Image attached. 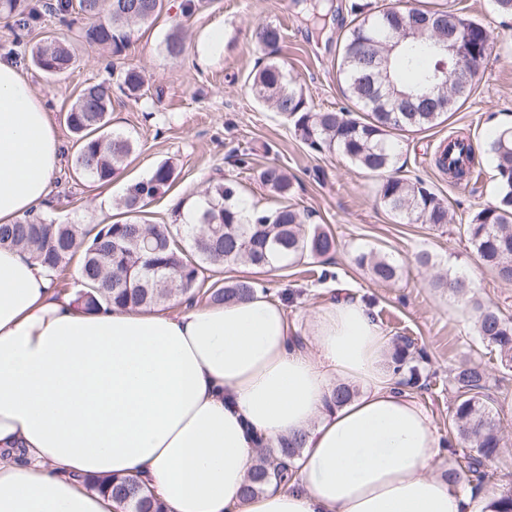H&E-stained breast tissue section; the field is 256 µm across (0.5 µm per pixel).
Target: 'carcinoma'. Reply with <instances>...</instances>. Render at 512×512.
Segmentation results:
<instances>
[{
  "instance_id": "carcinoma-1",
  "label": "carcinoma",
  "mask_w": 512,
  "mask_h": 512,
  "mask_svg": "<svg viewBox=\"0 0 512 512\" xmlns=\"http://www.w3.org/2000/svg\"><path fill=\"white\" fill-rule=\"evenodd\" d=\"M164 0H56L49 12L66 15L74 11L93 20L84 31L90 45L107 48L119 56L135 25L152 24L162 13ZM16 18L18 27L28 28L39 15L28 9L27 0H0V14ZM353 25L345 34L337 58V73L346 98L358 109L317 111L302 86L286 76L277 55L283 43L282 30L261 24L255 31L257 43L267 51L268 61L250 76V90L292 125L294 134L315 152L339 153L358 167L381 176L377 194L394 214L410 223H448V205L420 180L392 176L397 144L394 130L431 128L448 119L473 92L475 81L450 82L443 68H452L454 51L448 44V21H453L462 43L465 63L478 70L488 56L487 30L455 9L401 8L392 3L351 4ZM71 50L56 40L32 47L31 62L49 77L70 70ZM119 86L130 98L146 94L141 72L128 67L119 73ZM411 98L409 112L394 111L393 92ZM433 100L446 108L434 110ZM112 89L109 83L88 84L65 114V123L75 136L72 165L77 174L94 182H109L136 148L131 136L110 130ZM497 171V196L493 203L475 212L464 234L472 249L498 278L512 282V129L501 130L489 143ZM475 153L471 142L455 139L437 158V165L461 183L471 178ZM177 177L173 163L165 161L151 176L131 184L122 199L129 213L141 211ZM259 179L284 199L275 208L255 209L243 219L237 207V188L232 182L217 181L206 191L194 222L183 225L188 245H181L168 224L138 221L95 224L91 230L79 224H56L37 215H26L11 224H0V248H18L56 273H62L75 254H80L78 300L90 308L151 307L174 296L196 297L205 290L207 300L223 304L253 292L254 283L239 281L205 286L206 273L238 262L257 269L285 268L304 256L321 258L336 251L335 238L319 226L305 229L304 217L286 199L294 193L293 183L277 165L261 169ZM356 262L367 266L371 278L387 283L398 277L393 261L373 252H362ZM471 304L476 312L477 334L494 348L503 365L512 368V320L474 299L472 287L461 277L435 281ZM414 342L403 338L394 357L393 370L402 374L406 356ZM456 398L448 418L449 430L469 445L464 462L448 471V478L464 483L479 493L493 473L485 461L500 447L501 436L489 395L488 373L479 364L458 368L452 379ZM303 438L284 443L277 454L260 456L244 487V497L258 492L272 479L283 481L292 470L291 460ZM92 490L107 491L124 512H164L160 502L142 491L135 476L88 480Z\"/></svg>"
}]
</instances>
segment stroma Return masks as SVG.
<instances>
[{
	"mask_svg": "<svg viewBox=\"0 0 512 512\" xmlns=\"http://www.w3.org/2000/svg\"><path fill=\"white\" fill-rule=\"evenodd\" d=\"M165 0L160 17L151 25L134 27L119 58L88 46L82 39V18L43 14L29 30H19L14 18L0 16V58H11L47 103L61 142V160L52 191L41 214L63 224L137 221L181 224L207 188L220 179H233L242 197L261 208L280 203L258 179L269 164L287 169L294 183L290 204L307 223L330 231L338 241L331 256L305 257L270 272L239 263L224 267L223 280L255 282L258 289L280 301L289 316L305 318L322 305L332 288L343 286L370 301L389 340L408 336L425 357L424 386L413 393L427 408L440 438L448 436V409L454 394L448 384L463 359L484 365L495 399V416L503 439L488 463L496 474L490 487L512 492V368L501 365L496 352L479 339L475 318L461 299L433 287L439 274H462L482 302L512 317V284L500 281L472 250L465 224L496 196L494 160L488 144L490 122L512 119V17L500 14L492 0H455L464 13L491 36V49L476 79L472 95L446 122L426 130L394 132L398 144L397 174L424 181L448 202L451 221L438 228L408 224L392 214L377 194L379 179L339 154L311 151L288 123L270 106L258 104L247 85L249 73L267 61L255 39L258 24L272 23L284 35L279 55L285 70L302 86L316 110L346 106L336 75L340 40L353 16L351 0H328L323 30H315L303 0ZM222 29L223 41L212 46L209 37ZM184 38V52L170 57L164 39L172 31ZM51 37L69 44L73 63L66 78H46L29 62L30 48ZM132 66L142 72L148 93L140 100L112 94L111 128L137 141L135 152L111 182L90 183L74 176L71 156L74 138L64 115L80 88L88 83L116 82V70ZM469 135L480 167L470 181L449 183L432 165L441 142L453 132ZM248 153V167L237 163ZM172 162L177 178L142 212L129 215L118 202L131 183L147 179L156 165ZM375 249L402 268L391 284L374 282L355 257ZM431 256L429 266L417 265L419 251ZM333 279L319 281L321 270Z\"/></svg>",
	"mask_w": 512,
	"mask_h": 512,
	"instance_id": "stroma-1",
	"label": "stroma"
}]
</instances>
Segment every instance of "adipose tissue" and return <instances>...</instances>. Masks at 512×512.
Listing matches in <instances>:
<instances>
[{"instance_id": "1", "label": "adipose tissue", "mask_w": 512, "mask_h": 512, "mask_svg": "<svg viewBox=\"0 0 512 512\" xmlns=\"http://www.w3.org/2000/svg\"><path fill=\"white\" fill-rule=\"evenodd\" d=\"M61 145L0 60V223L44 204ZM368 302L336 288L306 321L257 292L223 305L87 308L0 249V512H121L138 477L167 512H492L436 459L427 409L385 366ZM354 395L332 403L337 386ZM303 435L294 474L250 499L256 450ZM92 490L110 492L112 498L122 505L126 512H164L160 502L142 491L141 482L135 476L126 478L89 479Z\"/></svg>"}]
</instances>
